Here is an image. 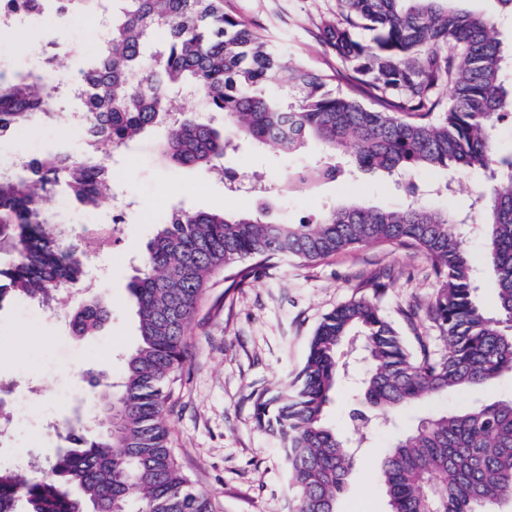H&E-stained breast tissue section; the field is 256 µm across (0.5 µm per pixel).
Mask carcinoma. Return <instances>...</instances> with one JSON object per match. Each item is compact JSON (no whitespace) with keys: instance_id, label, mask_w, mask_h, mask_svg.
I'll use <instances>...</instances> for the list:
<instances>
[{"instance_id":"obj_1","label":"carcinoma","mask_w":512,"mask_h":512,"mask_svg":"<svg viewBox=\"0 0 512 512\" xmlns=\"http://www.w3.org/2000/svg\"><path fill=\"white\" fill-rule=\"evenodd\" d=\"M101 0H53L62 18L96 13ZM228 0H112L100 54L80 69L85 154L60 151L0 172V240L12 245L0 266V308L12 300L42 306L84 289L86 253L44 200L62 193L95 209L112 180L109 161L135 137L163 128L162 151L175 165L216 170L240 139L288 154L309 138L328 159L288 175L306 190L347 177L334 160L351 149L362 171L390 175L451 170L489 186L475 199L484 226L483 260L497 283V307L484 308L461 217L431 207L408 183L397 208L341 204L315 224L266 219L256 212L174 210L148 242L129 283L139 342L124 355L121 376L94 378L93 419L108 430L73 426L53 459L29 460L35 477L0 468V512H215L169 446L166 387L181 370L190 320L210 279L224 272L235 287L278 259L315 263L368 245L399 244L426 256L436 280L432 299L404 311L416 346L367 299L324 315L294 378L254 399L258 426L276 434L294 512H336L356 465L347 440L329 426L342 364L340 347L362 339L368 368L361 382L367 411L387 420L407 406H429L449 391L468 392L512 374V151L497 144L512 120V50L492 15L457 0H335L336 21H321L342 69L319 70L273 44L258 26L227 9ZM164 46L152 51L156 34ZM287 77L288 97L266 92ZM346 81L338 91L332 83ZM191 90L206 112H184L178 92ZM219 115L223 124L213 123ZM55 123L54 86L37 71L0 72V138ZM112 317L102 294L77 296L72 334L101 330ZM427 322L446 343L441 353ZM385 512H500L512 503V396L459 412L431 415L400 436L381 460Z\"/></svg>"}]
</instances>
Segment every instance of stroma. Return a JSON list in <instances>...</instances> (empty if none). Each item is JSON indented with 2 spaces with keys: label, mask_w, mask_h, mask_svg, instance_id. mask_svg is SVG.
Here are the masks:
<instances>
[{
  "label": "stroma",
  "mask_w": 512,
  "mask_h": 512,
  "mask_svg": "<svg viewBox=\"0 0 512 512\" xmlns=\"http://www.w3.org/2000/svg\"><path fill=\"white\" fill-rule=\"evenodd\" d=\"M234 10L264 27L277 45L312 65L334 61L321 42L318 26L333 17L335 0H232ZM106 29L95 16L72 14L58 20L45 16L24 35L0 28V71H27L37 62L30 45L60 44L56 62L46 71L50 81L77 75L103 43ZM161 130L136 138L112 162V193L130 197L119 240L111 251H99L92 238L84 249L95 255L98 287L112 300V318L95 335L78 337L68 325L69 305L44 317L35 303L17 300L0 308V384L7 397L10 428L0 434V466L20 469L27 457H51L61 444L59 434L84 417L92 389L88 372L116 375L121 356L138 341V319L128 284L158 224L172 208L251 213L271 202L276 219L313 218L346 202L397 206L406 199L404 185L382 171H356L341 182L288 193L291 170L316 164L325 156L310 141L296 154L270 146L240 142L223 160V174L173 165L159 150ZM61 148L74 158L85 149L79 123H42L16 138L0 140V170L16 157L38 156ZM424 203L460 215L472 214L477 185L450 173H414ZM48 208L74 228L112 220L111 205L88 209L60 195ZM387 272L382 290L361 284L364 273ZM435 291L429 263L420 253L398 245L368 246L326 260L302 264L288 259L271 262L254 280L227 290L223 274L210 281L191 320V341L185 365L171 386L170 446L192 485L209 493L216 512H292L280 440L260 429L253 417V399L275 389L304 363L309 341L322 317L352 299L373 301L395 325L402 309L427 302ZM346 373L327 409V420L340 433L358 439L356 471L336 504L337 512H384L386 499L376 472L387 448L421 419L441 411L462 410L477 399L512 395L505 376L479 394L448 392L428 408H407L394 423L372 420L364 428L351 419L362 402L358 385L367 363L358 349L340 351Z\"/></svg>",
  "instance_id": "stroma-1"
}]
</instances>
